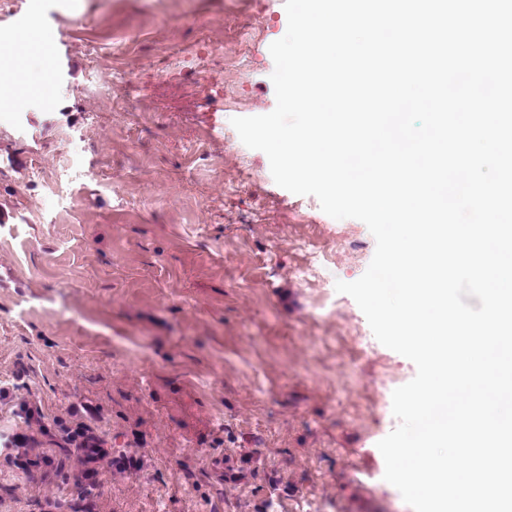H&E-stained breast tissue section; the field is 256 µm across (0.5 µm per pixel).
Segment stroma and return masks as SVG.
I'll list each match as a JSON object with an SVG mask.
<instances>
[{"label":"stroma","instance_id":"35a3bbf8","mask_svg":"<svg viewBox=\"0 0 512 512\" xmlns=\"http://www.w3.org/2000/svg\"><path fill=\"white\" fill-rule=\"evenodd\" d=\"M33 25L51 93L0 89V512L80 482L89 512H412L377 444L416 367L335 289L375 239L231 125L275 107L282 0H0L1 62Z\"/></svg>","mask_w":512,"mask_h":512}]
</instances>
